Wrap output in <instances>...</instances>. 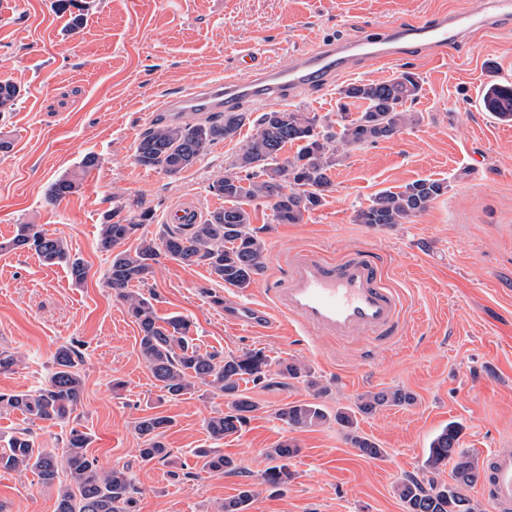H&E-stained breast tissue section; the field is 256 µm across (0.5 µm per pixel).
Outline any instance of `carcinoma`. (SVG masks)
<instances>
[{"instance_id": "carcinoma-1", "label": "carcinoma", "mask_w": 512, "mask_h": 512, "mask_svg": "<svg viewBox=\"0 0 512 512\" xmlns=\"http://www.w3.org/2000/svg\"><path fill=\"white\" fill-rule=\"evenodd\" d=\"M420 77L404 71L382 82H356L341 91L340 111L348 101H360L365 108L360 116L332 131V124L299 109H278L261 113L255 120V134L240 148L231 163V172L213 182V193L231 203L217 209L200 224L168 229L157 240L138 235L149 213L134 222L117 218V212L105 217L100 225L98 245L109 254L107 280L116 296L139 329L138 353L159 383L164 396L179 399L209 388L227 399V409L210 419L206 426L217 440L237 434L259 409L258 404L241 389V383L259 384L266 378V358L260 351L240 356L201 352L190 337L191 322L182 316L159 317L151 299L132 289V284L146 283L161 256L185 266L203 264L215 278L238 289L250 287L264 275L265 243L259 229L251 226L252 212L243 201L263 200L270 204L273 220L279 224H299L317 209L325 193L333 188L331 168L336 156L364 144L394 137L403 128L418 122L416 113L404 109L415 100ZM19 92L0 82V112L10 109ZM482 104L497 119L512 122V84L495 83L485 87ZM247 120L243 112H220L196 123L156 121L141 134L135 150L138 165L176 176L192 168L206 149L220 141L234 138ZM288 144L297 145L293 159H281ZM74 178L62 177L48 189V198L58 202L75 193ZM448 185L436 180L415 181L399 191L385 190L365 207L356 211L355 221L372 226L403 224L424 212L447 192ZM138 237L135 248L125 247ZM32 251L45 266L64 265L72 281L82 283L88 268L80 258L69 254L63 241L36 224H19L16 233L0 249ZM81 357L68 345L60 346L53 356V370L45 384L27 392H0V412H20L31 422L66 423L81 401L83 380ZM411 392L389 388L367 392L350 407L330 414L315 401L283 405L278 417L294 429L325 424L331 420L350 430L354 447L369 458H379L385 450L357 432V416L368 415L380 407L409 405ZM171 425L169 417L159 413L138 418L135 429L144 446L138 449L143 461L165 460L169 448L162 435ZM90 438L71 429L61 454L40 448L31 431L25 429L9 438L0 450V467L7 470H34L47 485L58 484L56 512H137V490L125 467L97 468L88 454ZM297 452L285 440L267 451V457L284 461ZM200 471L222 473L234 469V460L212 448L195 451ZM453 463V483H424L403 480L396 493L406 512H474L463 488L477 482L479 471L470 456L460 448V430L450 423L431 440L426 468L438 471ZM286 465H274L264 473V482L281 486L288 481ZM251 491L243 490L224 501L222 512H247Z\"/></svg>"}]
</instances>
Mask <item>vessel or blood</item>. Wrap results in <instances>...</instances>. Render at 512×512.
I'll list each match as a JSON object with an SVG mask.
<instances>
[{"label": "vessel or blood", "mask_w": 512, "mask_h": 512, "mask_svg": "<svg viewBox=\"0 0 512 512\" xmlns=\"http://www.w3.org/2000/svg\"><path fill=\"white\" fill-rule=\"evenodd\" d=\"M511 20L512 0H485L476 12L444 11L425 22L386 23L379 36L333 41L320 50L295 54L285 67L249 52L244 56L252 72L248 79L231 76L206 83L167 98L159 110L179 117L187 112L234 111L247 101L276 103L291 91L352 73L368 60L399 61L413 53L447 55L463 42ZM202 220L198 205L190 199L171 206L164 217L165 223L176 227ZM267 293L270 306L240 305L225 310L227 324L264 331L271 327L273 316L279 315L317 336H364L369 343L379 344L395 341L402 334L400 296L387 285L377 257L367 250H353L338 261L311 251L289 254ZM479 466L484 474L480 490L492 512H512V451L487 453Z\"/></svg>", "instance_id": "vessel-or-blood-1"}]
</instances>
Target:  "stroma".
Listing matches in <instances>:
<instances>
[{"mask_svg": "<svg viewBox=\"0 0 512 512\" xmlns=\"http://www.w3.org/2000/svg\"><path fill=\"white\" fill-rule=\"evenodd\" d=\"M484 0H0V81L20 95L0 114V136L13 149L0 155V241L16 225L37 224L61 238L88 267L73 283L63 266L36 255L0 250V350L21 361L0 370V391L24 392L49 376L61 345L81 354L84 390L75 413L102 468L127 467L138 488V512H219L225 499L252 490L248 512H405L395 492L405 477L450 482L451 470L424 467L432 438L448 423L461 429L460 446L472 458L512 448V123L486 112L480 96L491 82L512 83V25L464 44L448 57L365 63L354 77L297 93L285 101L338 124L362 104L340 113V92L351 81L379 82L402 71L420 77L409 103L416 124L389 140L349 150L332 171L333 189L300 224H278L269 205L249 202L253 225L266 242V272L238 289L210 276L206 266L160 258L141 288L158 316L193 324L202 349L225 355L262 352L266 382L248 393L260 405L242 430L211 438L206 421L223 411L222 395L166 400L138 354V327L106 280L108 256L98 226L111 212L131 218L149 211L143 229L160 238L176 201L195 198L204 212L225 205L211 185L224 176L254 132L261 107L245 104L252 119L231 139L211 145L199 162L170 176L135 161L159 100L231 75L249 78L240 63L250 51L280 64L330 40L350 38L387 22L427 20L437 10H475ZM83 24L72 29L71 19ZM98 167L86 171L84 156ZM69 176L80 183L60 202L49 184ZM448 191L406 224L376 227L353 220L379 192L417 180ZM314 248L340 257L355 248L383 260L404 306V335L389 346L348 343L306 334L284 321L265 332L224 324V302L270 305L269 279L285 256ZM296 361L310 380L285 379L282 361ZM328 411L353 405L365 392L410 391L413 404L384 407L358 418L361 434L384 448L382 458L360 454L336 423L292 429L277 417L284 404L316 397ZM162 413L171 425L164 461L144 462L136 420ZM39 447H60L66 427L27 423L0 413V448L23 427ZM293 441L285 485L262 480L268 448ZM219 448L235 461L224 474L201 472L198 448ZM57 486L31 470L0 469V505L6 512H54Z\"/></svg>", "mask_w": 512, "mask_h": 512, "instance_id": "stroma-1", "label": "stroma"}]
</instances>
